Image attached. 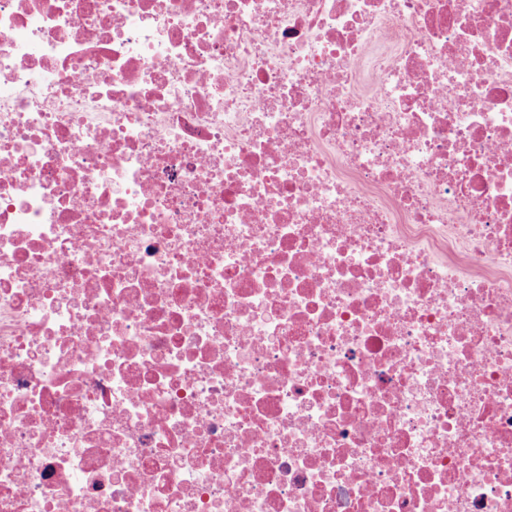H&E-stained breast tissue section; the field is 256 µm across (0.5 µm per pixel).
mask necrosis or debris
Wrapping results in <instances>:
<instances>
[{"label":"necrosis or debris","mask_w":512,"mask_h":512,"mask_svg":"<svg viewBox=\"0 0 512 512\" xmlns=\"http://www.w3.org/2000/svg\"><path fill=\"white\" fill-rule=\"evenodd\" d=\"M0 512H512V0H0Z\"/></svg>","instance_id":"necrosis-or-debris-1"}]
</instances>
